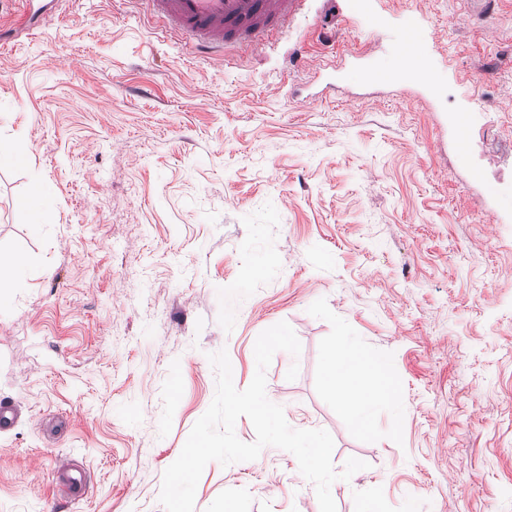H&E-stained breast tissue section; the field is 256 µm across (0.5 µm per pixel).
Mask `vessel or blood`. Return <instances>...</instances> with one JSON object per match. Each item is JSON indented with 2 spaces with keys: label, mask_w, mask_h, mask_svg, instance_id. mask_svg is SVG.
I'll list each match as a JSON object with an SVG mask.
<instances>
[{
  "label": "vessel or blood",
  "mask_w": 512,
  "mask_h": 512,
  "mask_svg": "<svg viewBox=\"0 0 512 512\" xmlns=\"http://www.w3.org/2000/svg\"><path fill=\"white\" fill-rule=\"evenodd\" d=\"M167 31L184 39L192 49L218 62L241 45L260 46L265 33L287 26L302 0H143ZM424 51L417 30H409L399 52L403 72L423 70ZM55 476L67 499L84 497L87 476L71 461L60 462Z\"/></svg>",
  "instance_id": "b4317fda"
}]
</instances>
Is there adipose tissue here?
<instances>
[{"label": "adipose tissue", "instance_id": "obj_1", "mask_svg": "<svg viewBox=\"0 0 512 512\" xmlns=\"http://www.w3.org/2000/svg\"><path fill=\"white\" fill-rule=\"evenodd\" d=\"M383 375L382 364L366 356L352 337L339 339L333 353L330 378L334 387L353 393L348 415L359 429H369L382 411L392 409L395 405L391 391L381 390L363 395L357 392L361 378L379 379Z\"/></svg>", "mask_w": 512, "mask_h": 512}]
</instances>
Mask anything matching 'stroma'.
Here are the masks:
<instances>
[{"label": "stroma", "instance_id": "stroma-1", "mask_svg": "<svg viewBox=\"0 0 512 512\" xmlns=\"http://www.w3.org/2000/svg\"><path fill=\"white\" fill-rule=\"evenodd\" d=\"M413 22L436 84L369 83ZM0 146L22 152L0 164V265L26 259L0 288V402L20 412L0 512H165L209 354L245 389L282 321L301 352L275 353L267 395L331 434L335 469L368 464L332 484L337 512H512V0H304L225 65L145 8L64 0L0 45ZM344 335L396 392L366 432L327 378ZM61 457L91 477L82 501ZM195 512L320 508L269 446L210 462ZM55 476L67 499L76 501L84 497L87 476L81 466L71 461H62L55 468Z\"/></svg>", "mask_w": 512, "mask_h": 512}]
</instances>
